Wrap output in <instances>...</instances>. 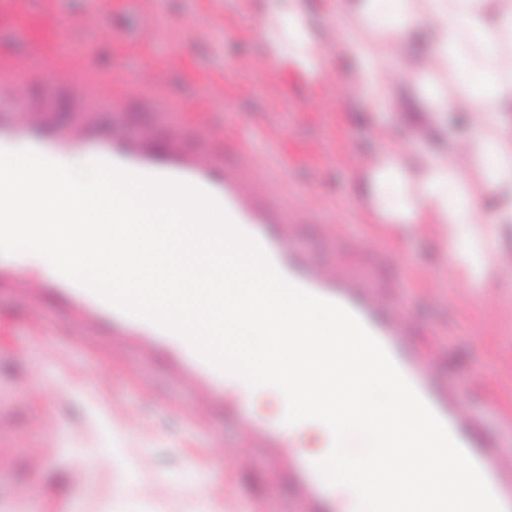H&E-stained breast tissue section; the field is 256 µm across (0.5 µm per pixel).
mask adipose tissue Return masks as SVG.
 <instances>
[{"label": "adipose tissue", "instance_id": "ef3b65f1", "mask_svg": "<svg viewBox=\"0 0 512 512\" xmlns=\"http://www.w3.org/2000/svg\"><path fill=\"white\" fill-rule=\"evenodd\" d=\"M347 21L361 32L342 28L336 40L356 64L359 92L378 95L387 83L382 50L424 34V59H408V70L432 66L451 77L454 93L432 92L436 119L447 111L466 114L471 133L438 154L407 153L388 147L360 183L374 220L415 228L440 224L452 243L451 265L470 282L497 272L491 261L504 225L512 224V0H340ZM311 24L301 10L288 11L284 23L260 27L268 43L287 42L294 55L318 64L310 50Z\"/></svg>", "mask_w": 512, "mask_h": 512}]
</instances>
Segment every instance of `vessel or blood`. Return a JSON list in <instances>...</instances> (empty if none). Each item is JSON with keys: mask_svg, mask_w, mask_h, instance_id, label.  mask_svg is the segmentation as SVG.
Segmentation results:
<instances>
[{"mask_svg": "<svg viewBox=\"0 0 512 512\" xmlns=\"http://www.w3.org/2000/svg\"><path fill=\"white\" fill-rule=\"evenodd\" d=\"M47 113L15 111L0 104V149L31 150L60 162L72 152L86 161H106L129 172L170 179L201 188L211 194L235 225L256 239L278 272L299 288L333 301L352 312L383 345L399 371L445 424L454 440L475 463L503 512H512V450L502 447L481 412L465 400V386L438 374L430 359L410 342L417 330L415 319L390 300L372 270L351 272L341 268L335 254L310 258L298 246L301 225L310 223L308 212L288 205L255 165L251 139L237 132L206 134L196 149L183 147L185 131L175 126L168 133L169 146L156 152L144 138L121 123L113 124L112 139L93 136L86 123L78 122L48 140L37 136L47 126ZM54 287L77 323L93 315H106L123 336L138 337L145 355L166 351L199 387V405L208 407L214 389L224 391V409L244 429L255 455L288 471L295 497L307 512L336 495L313 458L300 452L297 439L304 423L282 425L246 411L239 400V376L219 370L200 357L182 336L157 324L129 315L86 286L57 276Z\"/></svg>", "mask_w": 512, "mask_h": 512, "instance_id": "vessel-or-blood-1", "label": "vessel or blood"}]
</instances>
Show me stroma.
I'll use <instances>...</instances> for the list:
<instances>
[{
	"instance_id": "35a3bbf8",
	"label": "stroma",
	"mask_w": 512,
	"mask_h": 512,
	"mask_svg": "<svg viewBox=\"0 0 512 512\" xmlns=\"http://www.w3.org/2000/svg\"><path fill=\"white\" fill-rule=\"evenodd\" d=\"M311 21L318 69L269 48L259 26L272 0H0V65L14 80L6 100L49 107L71 125L84 102L100 137L112 132V100L124 121L166 146V129L204 114L215 130L239 128L276 166L281 194L313 214L301 247L339 262L370 265L386 282L416 270L401 300L417 320L414 343L440 374L461 378L503 447L512 449V268L493 283L464 284L442 258V237L374 223L355 186L390 145L420 147L431 125L424 73L406 76L399 56L385 103L360 97L334 39L336 0H296ZM70 74L71 90L35 74ZM84 112V111H83ZM327 224L339 234L328 238ZM41 319L33 322L30 311ZM129 407L128 431L114 430L107 405ZM0 512H196L200 497L233 496L243 512H299L288 481L250 453L223 405L198 408L197 389L163 353L142 358L134 337L106 318L73 319L51 289L0 284ZM178 472L154 500L142 485Z\"/></svg>"
}]
</instances>
